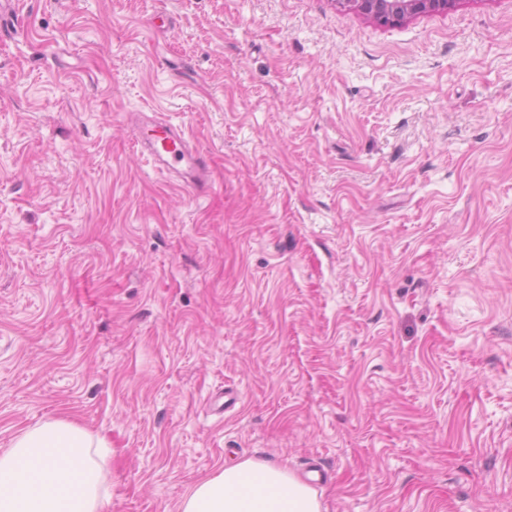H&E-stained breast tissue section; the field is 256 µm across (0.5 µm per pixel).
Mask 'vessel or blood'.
Returning <instances> with one entry per match:
<instances>
[{
    "mask_svg": "<svg viewBox=\"0 0 512 512\" xmlns=\"http://www.w3.org/2000/svg\"><path fill=\"white\" fill-rule=\"evenodd\" d=\"M133 120L137 143L157 171L176 173L186 187L198 193L211 187L208 160L182 127L144 112L134 115Z\"/></svg>",
    "mask_w": 512,
    "mask_h": 512,
    "instance_id": "b4317fda",
    "label": "vessel or blood"
}]
</instances>
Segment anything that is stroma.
Instances as JSON below:
<instances>
[{"instance_id": "stroma-1", "label": "stroma", "mask_w": 512, "mask_h": 512, "mask_svg": "<svg viewBox=\"0 0 512 512\" xmlns=\"http://www.w3.org/2000/svg\"><path fill=\"white\" fill-rule=\"evenodd\" d=\"M12 18L0 449L50 418L106 434V512H179L245 459L322 468L323 512H512V0ZM140 110L209 192L152 169ZM351 5L364 15L386 24H396L418 14L444 12L455 6L457 0H337ZM133 120L137 143L157 171L175 172L197 194L211 187L207 157L193 146L182 127L144 112Z\"/></svg>"}]
</instances>
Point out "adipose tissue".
<instances>
[{"mask_svg":"<svg viewBox=\"0 0 512 512\" xmlns=\"http://www.w3.org/2000/svg\"><path fill=\"white\" fill-rule=\"evenodd\" d=\"M112 442L64 419L19 431L0 452V512H104ZM180 512H322L287 466L248 459L190 486Z\"/></svg>","mask_w":512,"mask_h":512,"instance_id":"obj_1","label":"adipose tissue"}]
</instances>
